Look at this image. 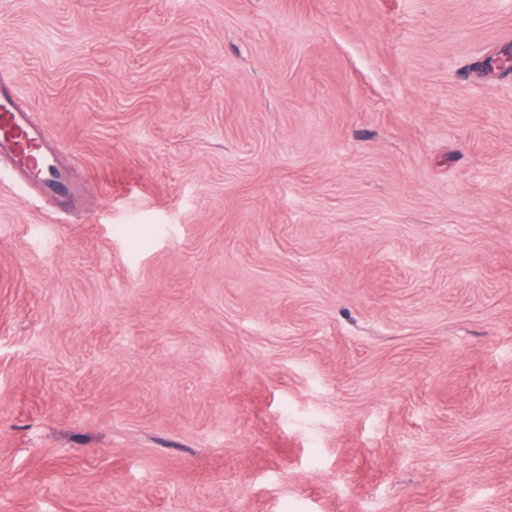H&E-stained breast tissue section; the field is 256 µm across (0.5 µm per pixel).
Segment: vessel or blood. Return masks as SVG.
<instances>
[{
  "mask_svg": "<svg viewBox=\"0 0 512 512\" xmlns=\"http://www.w3.org/2000/svg\"><path fill=\"white\" fill-rule=\"evenodd\" d=\"M0 162L9 165L15 182L37 189L43 196L70 199L76 194L50 135L18 103L15 81L1 61Z\"/></svg>",
  "mask_w": 512,
  "mask_h": 512,
  "instance_id": "obj_1",
  "label": "vessel or blood"
}]
</instances>
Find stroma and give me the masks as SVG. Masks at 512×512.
<instances>
[{
    "label": "stroma",
    "instance_id": "stroma-1",
    "mask_svg": "<svg viewBox=\"0 0 512 512\" xmlns=\"http://www.w3.org/2000/svg\"><path fill=\"white\" fill-rule=\"evenodd\" d=\"M512 0H0L75 204L0 173V512H512Z\"/></svg>",
    "mask_w": 512,
    "mask_h": 512
}]
</instances>
